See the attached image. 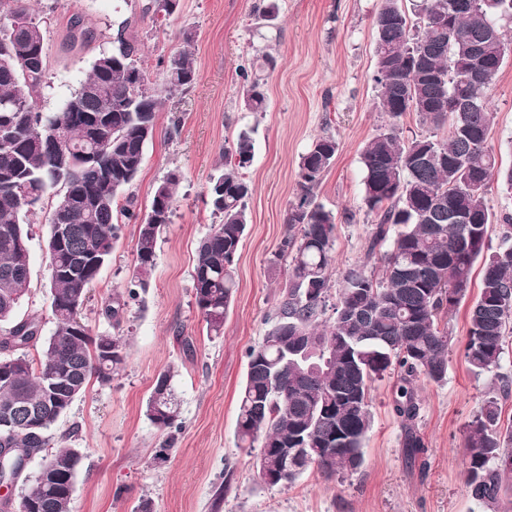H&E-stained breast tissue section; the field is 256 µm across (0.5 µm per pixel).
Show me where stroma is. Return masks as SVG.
<instances>
[{
	"label": "stroma",
	"instance_id": "35a3bbf8",
	"mask_svg": "<svg viewBox=\"0 0 512 512\" xmlns=\"http://www.w3.org/2000/svg\"><path fill=\"white\" fill-rule=\"evenodd\" d=\"M149 0H36L51 17L46 32L47 86L40 111L55 112L85 79L92 60L109 48L118 28L139 47L149 77L194 36V83L162 105L155 138L138 179L126 190L137 211H147L155 186L179 171L171 224L157 240V264L147 290L130 300L121 333L127 341L125 371L111 383L90 381L51 432L67 439L82 459L72 512H136L149 500L153 512H487L469 495L463 431L480 409L490 375L472 373L460 347L467 312L480 289L473 271L465 302L448 316L453 347L442 384L421 382L419 432L425 452L408 461L401 427L392 412L396 375L371 391L372 426L357 473L326 479L305 472L292 485L271 487L255 466L257 451L236 445L237 393L248 353L257 347L288 285V261L280 254L284 222L300 190L301 156L318 138L333 137L336 156L315 190L336 215L338 294L352 268H372L368 256L371 215L363 204L360 153L388 123L378 107L373 17L379 0H179L171 16L154 19ZM82 16L91 43L70 46L69 21ZM273 65H266L265 57ZM259 65L267 109L247 111L241 65ZM495 114L488 146L502 168L512 167V55L488 91ZM253 140L245 174L251 185L250 221L237 261L238 288L224 333L208 335L194 299L193 269L200 241L217 219L206 191L226 145L240 134ZM138 224L123 225L108 263L81 316L92 333L111 330L102 308L113 290H125L134 273ZM44 215L31 219L30 284L19 313L40 320L44 334L54 322L47 287ZM175 369L181 425L161 430L145 414L157 376Z\"/></svg>",
	"mask_w": 512,
	"mask_h": 512
}]
</instances>
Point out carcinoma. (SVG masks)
<instances>
[{
	"instance_id": "obj_1",
	"label": "carcinoma",
	"mask_w": 512,
	"mask_h": 512,
	"mask_svg": "<svg viewBox=\"0 0 512 512\" xmlns=\"http://www.w3.org/2000/svg\"><path fill=\"white\" fill-rule=\"evenodd\" d=\"M512 19V0H380L373 18L376 67L373 81L383 130L361 152L367 211L375 216L369 254L386 242L380 274L350 269L336 299V319L322 316L329 291L336 215L316 201L315 188L331 164L335 139L315 140L301 157L300 195L289 205L288 234L280 252L288 259V289L277 319L261 344L248 353L238 395L235 437L239 448H260L259 474L274 471L277 448H302L288 474L272 486L293 483L311 468L327 477L350 475L363 462L371 428L372 383L397 373L393 412L401 423V445L414 461L425 451L417 429L421 399L418 381L441 384L448 375L452 336L445 317L466 298L474 264H483L481 288L469 309L462 356L477 374L500 367L512 338V232L500 245L486 244L491 216L485 199L493 176L512 195V167H497L488 147L494 113L488 89L503 62L488 57L493 72L485 81L464 80L474 47L505 45L498 19ZM50 17L28 0H0V414L10 409L16 426L0 429V485L17 470L10 452L32 458L46 453L41 469L72 458L62 442L50 446L49 432L91 381H112L125 366L126 341L118 333L128 307L112 295L103 315L117 330L92 335L78 301L89 294L108 262L123 220L140 221L133 255V286L146 290L156 265L161 228L171 223L180 174L170 172L155 189L151 215L138 219L119 195L142 170L145 147L155 137L163 99L195 80L193 36L161 62L160 81L141 85L130 71H146L138 49L117 31L113 46L94 59L87 77L56 112H42L37 98L48 66L32 62L47 55ZM93 32L75 16L70 45L86 44ZM244 104L266 111L263 82L241 68ZM414 112L428 135L402 136L400 121ZM66 139L51 151L53 131ZM446 130L442 138L435 130ZM253 151L250 136L224 148V170L210 180L207 196L220 219L200 242L195 258V303L208 333L218 336L232 303L236 257L248 213L251 188L241 169ZM47 209L48 288L55 329L42 338L40 321L17 310L29 284V215ZM467 211L471 224L448 223V210ZM66 227L63 248L54 249L56 221ZM41 347L38 362L28 350ZM174 371L161 373L147 402L148 419L160 430L181 424ZM32 413L43 425L27 429ZM466 484L471 498L492 512L512 509V422L488 397L467 425ZM72 500L59 482L36 476L21 497L28 512H71Z\"/></svg>"
}]
</instances>
